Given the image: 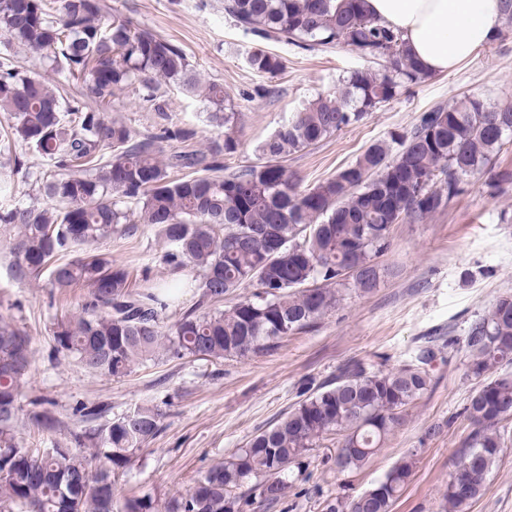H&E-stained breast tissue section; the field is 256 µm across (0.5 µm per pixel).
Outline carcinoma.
<instances>
[{"mask_svg":"<svg viewBox=\"0 0 512 512\" xmlns=\"http://www.w3.org/2000/svg\"><path fill=\"white\" fill-rule=\"evenodd\" d=\"M224 16L253 39L246 63L276 75L282 59L270 40L302 50L347 47L369 66L348 72L334 92L317 94L260 146L264 161L226 171L222 154L239 145L236 105L224 87L203 84L184 51L147 29L102 15L99 0H0V110L13 120L8 138L37 151L52 167L40 178L43 204L0 205V233L13 235L10 274L18 282L48 275L64 292L83 288L77 315L56 322L48 358H74L90 373L130 375L160 357L203 354L247 359L312 326L341 301L340 288L368 293L379 283L376 259L390 246L393 226L444 210L469 177L486 172L512 141V105L473 94L422 113L410 131L370 145L352 164L311 188L281 162L354 126L427 78L402 34L369 16L365 0H224ZM28 50L65 72L95 106L66 101V85L32 75L9 48ZM203 90L224 128V143L175 153L163 164L164 137L189 140L194 131L133 136L103 112L116 92L131 88L147 109L163 111L161 85ZM24 163L0 172V196L29 178ZM135 206L137 219L121 207ZM148 224L172 246L170 271L198 273L196 301L169 328L161 326L175 285L132 286L127 269L88 250L112 233ZM248 293L229 307L224 296ZM470 373L479 378L512 363V296L499 298L465 336ZM33 341L0 318V512H270L283 504L293 468L328 439L336 440L339 473L363 468L431 386L435 349L392 370L358 360L255 435L233 456L209 467L183 494L123 495L119 483L138 452L161 430L164 413L144 405L112 419L109 407L76 408L83 426L47 448H28L16 433L27 420L52 433L61 421L42 400L22 413L18 396L31 369ZM473 425L459 460L472 464L467 490L474 502L502 448L499 424L512 420V378L475 390L467 407ZM414 454L402 458L370 489L328 506V512H391L408 482ZM444 512H464L453 480Z\"/></svg>","mask_w":512,"mask_h":512,"instance_id":"cac0c4a2","label":"carcinoma"}]
</instances>
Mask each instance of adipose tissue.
<instances>
[{
  "mask_svg": "<svg viewBox=\"0 0 512 512\" xmlns=\"http://www.w3.org/2000/svg\"><path fill=\"white\" fill-rule=\"evenodd\" d=\"M366 7L401 31L410 55L430 75L456 69L502 25L500 0H366Z\"/></svg>",
  "mask_w": 512,
  "mask_h": 512,
  "instance_id": "adipose-tissue-1",
  "label": "adipose tissue"
}]
</instances>
